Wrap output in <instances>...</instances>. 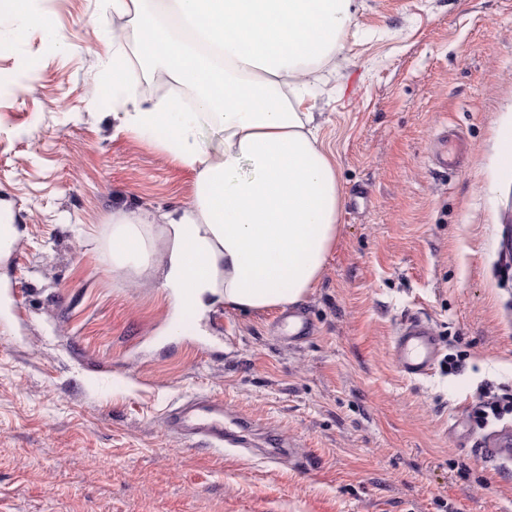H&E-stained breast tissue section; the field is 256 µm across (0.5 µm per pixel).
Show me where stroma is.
Instances as JSON below:
<instances>
[{"mask_svg": "<svg viewBox=\"0 0 512 512\" xmlns=\"http://www.w3.org/2000/svg\"><path fill=\"white\" fill-rule=\"evenodd\" d=\"M32 9L52 29L0 25V77L38 61L0 90V512H512V470L478 453L512 415L473 417L512 388V0H357L316 88L343 206L299 343L280 309L219 301L168 335L152 268L113 270V214L184 208L194 175L116 131L101 0ZM447 129L468 150L443 173ZM413 316L443 354L417 380L392 345ZM201 393L248 417L244 444L173 436L168 411Z\"/></svg>", "mask_w": 512, "mask_h": 512, "instance_id": "stroma-1", "label": "stroma"}]
</instances>
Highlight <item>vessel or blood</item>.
Wrapping results in <instances>:
<instances>
[{"instance_id":"1","label":"vessel or blood","mask_w":512,"mask_h":512,"mask_svg":"<svg viewBox=\"0 0 512 512\" xmlns=\"http://www.w3.org/2000/svg\"><path fill=\"white\" fill-rule=\"evenodd\" d=\"M439 340L431 323L420 317L405 320L394 338V357L404 376L418 378L434 367ZM167 424L183 439H201L210 447L232 445L235 436L224 428V404L199 395L171 410ZM487 455L498 467H512V430L501 429L490 439Z\"/></svg>"}]
</instances>
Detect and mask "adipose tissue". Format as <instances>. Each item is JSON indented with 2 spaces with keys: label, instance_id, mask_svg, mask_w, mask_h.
<instances>
[{
  "label": "adipose tissue",
  "instance_id": "1",
  "mask_svg": "<svg viewBox=\"0 0 512 512\" xmlns=\"http://www.w3.org/2000/svg\"><path fill=\"white\" fill-rule=\"evenodd\" d=\"M122 25L112 48V119L195 174L189 207L162 214L172 324L208 299L262 312L306 298L339 233L342 189L318 143L311 85L341 50L354 0H102ZM165 95L147 100V82ZM221 134L201 138L203 127ZM151 218L112 217V267L148 258Z\"/></svg>",
  "mask_w": 512,
  "mask_h": 512
}]
</instances>
